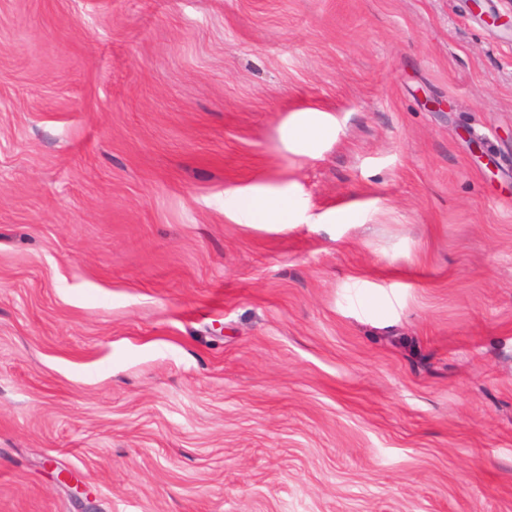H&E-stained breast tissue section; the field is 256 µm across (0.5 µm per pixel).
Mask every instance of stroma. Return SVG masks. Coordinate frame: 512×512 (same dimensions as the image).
<instances>
[{"label": "stroma", "instance_id": "1", "mask_svg": "<svg viewBox=\"0 0 512 512\" xmlns=\"http://www.w3.org/2000/svg\"><path fill=\"white\" fill-rule=\"evenodd\" d=\"M0 512H512V5L0 0ZM331 134L332 128L323 112H295L280 129L288 150L306 156L316 155ZM224 213L238 224H295L299 208L288 188H250L224 198Z\"/></svg>", "mask_w": 512, "mask_h": 512}]
</instances>
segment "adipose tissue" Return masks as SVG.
I'll return each mask as SVG.
<instances>
[{
  "label": "adipose tissue",
  "instance_id": "obj_1",
  "mask_svg": "<svg viewBox=\"0 0 512 512\" xmlns=\"http://www.w3.org/2000/svg\"><path fill=\"white\" fill-rule=\"evenodd\" d=\"M332 128L321 112H297L280 129L288 150L298 154L316 155L330 138ZM224 213L239 224L282 225L298 220L295 196L288 190L250 188L225 197Z\"/></svg>",
  "mask_w": 512,
  "mask_h": 512
}]
</instances>
